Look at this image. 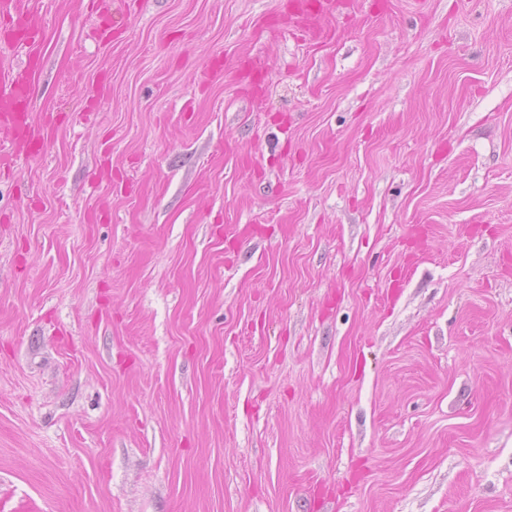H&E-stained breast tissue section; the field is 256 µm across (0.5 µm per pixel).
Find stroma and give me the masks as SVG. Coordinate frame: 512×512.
<instances>
[{
  "label": "stroma",
  "mask_w": 512,
  "mask_h": 512,
  "mask_svg": "<svg viewBox=\"0 0 512 512\" xmlns=\"http://www.w3.org/2000/svg\"><path fill=\"white\" fill-rule=\"evenodd\" d=\"M43 2L0 512H512V0ZM111 1L107 0H89L87 6L91 10H100L105 13L106 25L98 29V35L101 39L110 40L112 33L122 32L125 30L130 21V16L127 11L110 8ZM292 11L290 17L294 18L298 23L303 24V29L312 41H318L326 37L327 33L320 27L311 25L308 20L312 12L309 6L312 3L308 1H292Z\"/></svg>",
  "instance_id": "obj_1"
}]
</instances>
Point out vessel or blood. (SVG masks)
Here are the masks:
<instances>
[{"label":"vessel or blood","instance_id":"b4317fda","mask_svg":"<svg viewBox=\"0 0 512 512\" xmlns=\"http://www.w3.org/2000/svg\"><path fill=\"white\" fill-rule=\"evenodd\" d=\"M93 10L103 11L106 24L98 31L101 39H111L113 33L125 30L130 21L127 11L111 8L109 0H88ZM313 13L307 0H294L291 16L310 40L325 38V31L311 25ZM0 34L12 46L21 48L25 61L8 75L0 77V129L10 135L8 145H0V160L11 162L23 155L40 156L45 146L46 132L54 127L53 114H42L33 120L30 101L37 89L36 78L42 64L43 20L31 0H0Z\"/></svg>","mask_w":512,"mask_h":512}]
</instances>
